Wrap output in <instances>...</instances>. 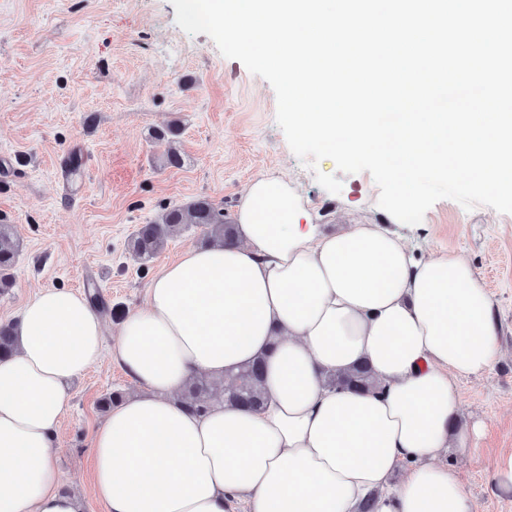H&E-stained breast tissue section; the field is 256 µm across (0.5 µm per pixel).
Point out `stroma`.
Here are the masks:
<instances>
[{
    "mask_svg": "<svg viewBox=\"0 0 512 512\" xmlns=\"http://www.w3.org/2000/svg\"><path fill=\"white\" fill-rule=\"evenodd\" d=\"M276 111L272 86L207 35L182 31L170 0H0V214L19 245L0 323L44 287L83 293L93 282L108 305L140 308L162 267L205 241L196 227L176 232L143 265L129 252L140 225L200 196L234 216L253 179L279 176L321 229L385 224L418 256L464 255L486 281L499 355L482 374L458 380V423L480 434L443 460L475 512H512V475L503 467L512 458V214L442 199L420 224L404 225L379 207L369 172L300 160ZM168 124L181 131L178 168L165 166L151 139ZM319 172L342 180L341 192L321 187ZM136 388L108 355L70 385L55 458L83 512H105L90 456L105 419L98 402Z\"/></svg>",
    "mask_w": 512,
    "mask_h": 512,
    "instance_id": "obj_1",
    "label": "stroma"
}]
</instances>
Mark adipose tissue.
Returning <instances> with one entry per match:
<instances>
[{
  "mask_svg": "<svg viewBox=\"0 0 512 512\" xmlns=\"http://www.w3.org/2000/svg\"><path fill=\"white\" fill-rule=\"evenodd\" d=\"M301 197L272 175L254 179L233 241L189 246L121 322L116 361L139 390L91 442L107 512H474L449 447L458 378L499 354L484 280L454 251L417 257L382 224L332 233L308 221ZM0 361V512H80L53 456L69 382L103 358L104 324L79 293L46 288L14 322ZM265 364L262 408L219 400L188 411L197 374L215 379ZM367 364L375 385L325 379ZM405 476L388 490L397 470Z\"/></svg>",
  "mask_w": 512,
  "mask_h": 512,
  "instance_id": "ef3b65f1",
  "label": "adipose tissue"
}]
</instances>
